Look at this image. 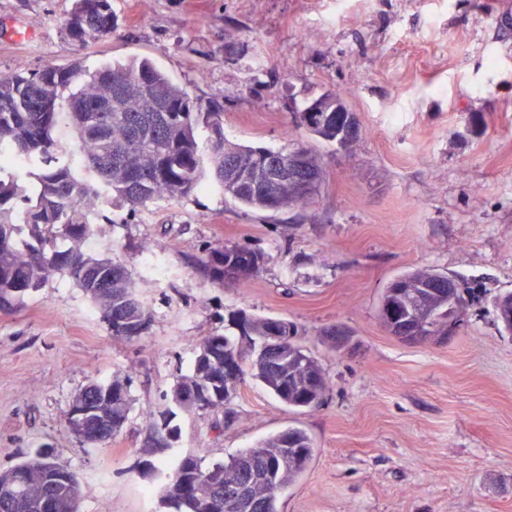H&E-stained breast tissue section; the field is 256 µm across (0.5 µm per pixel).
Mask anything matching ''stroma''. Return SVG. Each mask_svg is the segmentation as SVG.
<instances>
[{
	"label": "stroma",
	"mask_w": 512,
	"mask_h": 512,
	"mask_svg": "<svg viewBox=\"0 0 512 512\" xmlns=\"http://www.w3.org/2000/svg\"><path fill=\"white\" fill-rule=\"evenodd\" d=\"M73 0H0V74L155 61L192 97L223 101L227 140L303 144L325 179L313 205L244 213L207 189L96 218L86 253L120 262L150 324L110 335L90 298L52 276L0 311V470L39 447L88 493L81 512H169L176 454L222 461L288 427L311 465L279 494L281 512H512V335L495 300L512 291V16L502 0H112L111 35L74 51ZM361 125L346 150L287 136L289 106L334 89ZM248 244L265 266L245 287L196 264L205 246ZM439 269L468 288V316L444 342L407 343L379 317L396 275ZM284 318L329 383L295 413L246 378L227 428L180 412L172 447L153 445L163 411L203 336L238 335L239 311ZM337 324L351 344L331 351ZM131 376L133 409L87 448L67 424L75 393Z\"/></svg>",
	"instance_id": "35a3bbf8"
}]
</instances>
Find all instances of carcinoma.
<instances>
[{
  "mask_svg": "<svg viewBox=\"0 0 512 512\" xmlns=\"http://www.w3.org/2000/svg\"><path fill=\"white\" fill-rule=\"evenodd\" d=\"M111 0H73L66 24L69 41L78 49L104 40L113 31ZM224 103L192 98L149 58L131 56L93 69L76 61L61 69L28 72L19 66L0 74V153L26 162L22 174L0 167V310H9L52 276L72 280L91 298L111 334L133 340L148 328V314L136 298L124 266L94 257L82 244L95 234L92 218L105 206L134 211L149 203L179 200L199 190L219 189L248 211H303L316 199L323 173L306 150L261 149L224 140ZM287 133L305 129L336 141V113L321 112L308 124L291 113ZM67 120L74 148L60 153L55 130ZM211 131L207 153L200 152L196 129ZM277 162L295 175L271 181L262 172ZM200 265L215 281L247 284L266 263L263 252L238 243L206 249ZM439 283L418 305L422 287ZM499 318L512 333V293L498 302ZM379 316L411 317L419 341L448 333V273L414 270L394 278L385 288ZM122 321L127 332L113 329ZM242 337L263 339L270 319L241 311ZM293 339L281 350L256 354L251 363L243 347L221 334L197 345L190 374L182 376L171 395L184 410L224 413V424L236 417L229 387L251 375L288 407L318 408L327 391L317 360ZM130 377L93 383L78 395L90 397L101 413L100 427H85L80 441L97 447L112 439L129 418ZM38 449L29 458L0 471V512H71L72 501L85 493L77 475L44 463ZM313 459V442L302 429L288 427L222 463L209 467L195 455L178 458L162 487V501L176 512H280L279 491L303 474Z\"/></svg>",
  "mask_w": 512,
  "mask_h": 512,
  "instance_id": "carcinoma-1",
  "label": "carcinoma"
}]
</instances>
